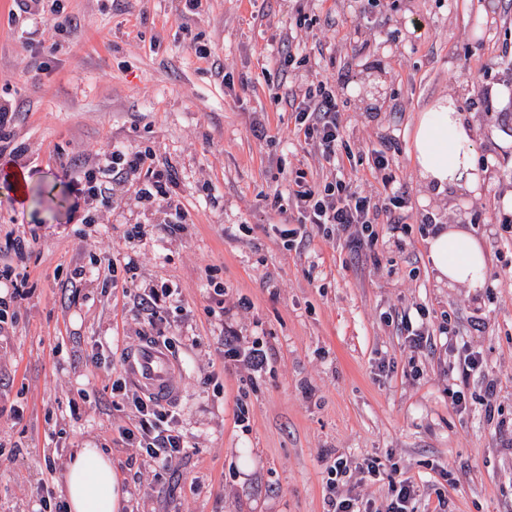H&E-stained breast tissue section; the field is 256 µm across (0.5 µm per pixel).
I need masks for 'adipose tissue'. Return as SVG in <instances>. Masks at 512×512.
Returning <instances> with one entry per match:
<instances>
[{"mask_svg": "<svg viewBox=\"0 0 512 512\" xmlns=\"http://www.w3.org/2000/svg\"><path fill=\"white\" fill-rule=\"evenodd\" d=\"M413 161L424 188L444 190L459 184L476 188L479 166L473 132L453 97L441 99L418 119ZM427 257L437 280L470 288L487 274V256L472 232L460 226L438 227L427 241ZM69 512H121L125 494L101 449L75 454L63 476Z\"/></svg>", "mask_w": 512, "mask_h": 512, "instance_id": "obj_1", "label": "adipose tissue"}]
</instances>
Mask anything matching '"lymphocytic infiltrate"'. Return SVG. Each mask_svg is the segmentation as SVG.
I'll return each instance as SVG.
<instances>
[{
	"instance_id": "f902f5d3",
	"label": "lymphocytic infiltrate",
	"mask_w": 512,
	"mask_h": 512,
	"mask_svg": "<svg viewBox=\"0 0 512 512\" xmlns=\"http://www.w3.org/2000/svg\"><path fill=\"white\" fill-rule=\"evenodd\" d=\"M295 128L312 142L323 160L336 158L340 139V123L336 96L326 82L315 90L293 96ZM146 183L142 195L167 209L168 219L160 231L166 236L181 233L187 216L175 194L179 184L172 173L158 168L154 154L147 149L115 148L103 157L87 161L71 185L85 209L96 208L112 194L115 185ZM293 195L303 223L316 225L323 231L339 229L348 232L347 245L351 252H360L376 239L374 225L380 208L371 196L354 190L345 181L332 179L322 184H309L304 176L294 180ZM130 404L136 411L131 426L122 434L128 445L141 449L157 468H165L181 456L190 443L180 430L179 415L170 407L140 394L131 395ZM327 483L328 512H410V505L419 495V486L411 479L389 482V496L381 508H372L359 495L339 493L338 488L350 484L353 473L346 460L336 458L329 467Z\"/></svg>"
}]
</instances>
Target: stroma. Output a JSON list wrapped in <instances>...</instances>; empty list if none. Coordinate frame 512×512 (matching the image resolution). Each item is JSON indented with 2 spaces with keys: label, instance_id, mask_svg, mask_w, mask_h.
Wrapping results in <instances>:
<instances>
[{
  "label": "stroma",
  "instance_id": "obj_1",
  "mask_svg": "<svg viewBox=\"0 0 512 512\" xmlns=\"http://www.w3.org/2000/svg\"><path fill=\"white\" fill-rule=\"evenodd\" d=\"M33 0L29 44L0 9V103L19 105L9 130L24 149L0 168L27 171L24 201L0 175V270L14 233L33 241L26 296L0 337V512H33L42 482L61 487L67 458L87 443L112 457L124 512H327L328 467L375 462L354 485L372 505L390 479L421 487L417 512H512V233L491 235L512 211V0ZM290 46L291 63L277 47ZM207 49L209 58L196 55ZM336 94L342 144L330 167L294 128L287 94L318 82ZM460 98L480 158H493L478 192L424 195L413 162L420 112ZM263 113L268 135L251 132ZM125 145L155 153L189 211L183 231L133 187H115L83 223L62 171ZM393 146L408 190L405 246L378 240L353 254L344 233L298 226L288 196L296 173L340 177L373 197L389 193L371 150ZM463 223L490 257L480 288L438 283L426 258L424 214ZM139 227L136 279L176 285L160 313L182 340L174 405L193 444L163 477L127 447L116 405L122 360L149 330L134 288L113 287L102 257ZM300 238L286 246L284 230ZM83 267L78 302L66 283ZM224 314L212 315L214 283ZM430 336L412 346L403 317ZM260 342L255 372L224 357ZM481 353L465 383L468 410L448 395L447 337ZM498 384L495 415L483 404Z\"/></svg>",
  "mask_w": 512,
  "mask_h": 512
}]
</instances>
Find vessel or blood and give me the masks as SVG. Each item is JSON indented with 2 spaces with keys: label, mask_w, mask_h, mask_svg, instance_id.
Returning a JSON list of instances; mask_svg holds the SVG:
<instances>
[{
  "label": "vessel or blood",
  "mask_w": 512,
  "mask_h": 512,
  "mask_svg": "<svg viewBox=\"0 0 512 512\" xmlns=\"http://www.w3.org/2000/svg\"><path fill=\"white\" fill-rule=\"evenodd\" d=\"M175 365L167 351L152 342H143L127 353L124 361L126 376L147 395L166 403L176 399L178 388L171 381Z\"/></svg>",
  "instance_id": "obj_1"
}]
</instances>
